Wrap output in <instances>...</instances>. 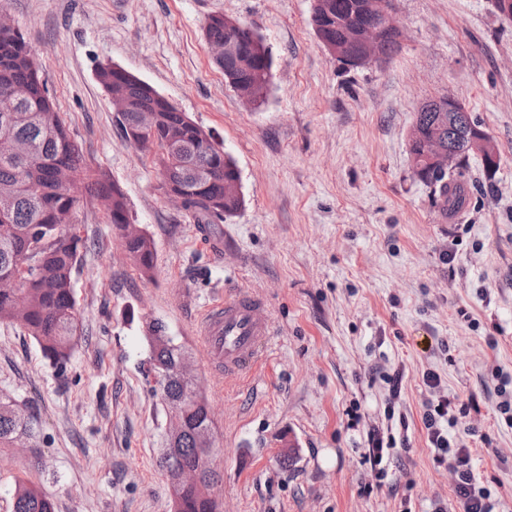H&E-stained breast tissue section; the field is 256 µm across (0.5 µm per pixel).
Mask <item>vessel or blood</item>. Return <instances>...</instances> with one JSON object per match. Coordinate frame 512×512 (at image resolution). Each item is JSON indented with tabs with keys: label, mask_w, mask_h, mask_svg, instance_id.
<instances>
[{
	"label": "vessel or blood",
	"mask_w": 512,
	"mask_h": 512,
	"mask_svg": "<svg viewBox=\"0 0 512 512\" xmlns=\"http://www.w3.org/2000/svg\"><path fill=\"white\" fill-rule=\"evenodd\" d=\"M263 307L260 298L239 296L214 301L202 313L197 332L216 377L237 379L258 366L271 332Z\"/></svg>",
	"instance_id": "obj_1"
}]
</instances>
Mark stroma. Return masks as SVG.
Masks as SVG:
<instances>
[{"mask_svg":"<svg viewBox=\"0 0 512 512\" xmlns=\"http://www.w3.org/2000/svg\"><path fill=\"white\" fill-rule=\"evenodd\" d=\"M25 37L72 137L124 189L155 244L154 273L127 260L118 230L81 200L87 242L74 280L84 336L57 371L0 324V391L38 418L40 448L0 451V512L17 479L55 512H173L158 464L168 417L144 378L148 327L189 351L214 420L223 512H462L421 422L425 370L466 406L449 435L512 512V21L491 0H395L390 58L342 68L311 24L312 0H0ZM221 14L273 58L265 100L244 103L213 63L204 28ZM110 61L148 82L235 160L244 203L212 231L160 190L98 84ZM460 99L500 152L471 156L466 204L442 217L414 176L408 134L428 100ZM265 301L274 334L240 383L218 384L194 337L207 305ZM404 373L390 397L386 377ZM406 420V445L365 458L369 426Z\"/></svg>","mask_w":512,"mask_h":512,"instance_id":"1","label":"stroma"}]
</instances>
